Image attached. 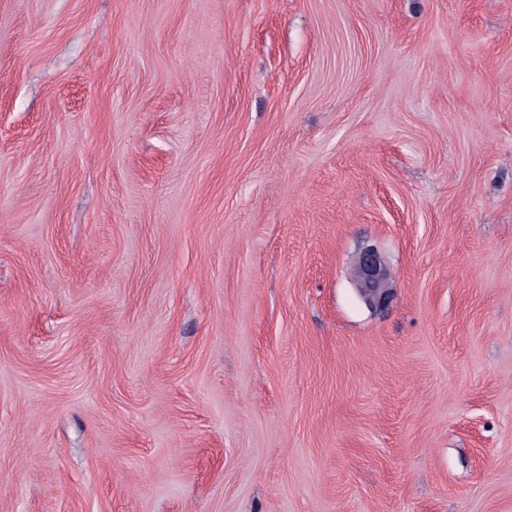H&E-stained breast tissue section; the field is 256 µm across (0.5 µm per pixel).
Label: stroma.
Instances as JSON below:
<instances>
[{"mask_svg":"<svg viewBox=\"0 0 512 512\" xmlns=\"http://www.w3.org/2000/svg\"><path fill=\"white\" fill-rule=\"evenodd\" d=\"M0 512H512V0H0ZM387 277L386 269L373 251L367 250L360 256L356 279L359 291L369 306H379L385 299Z\"/></svg>","mask_w":512,"mask_h":512,"instance_id":"obj_1","label":"stroma"}]
</instances>
